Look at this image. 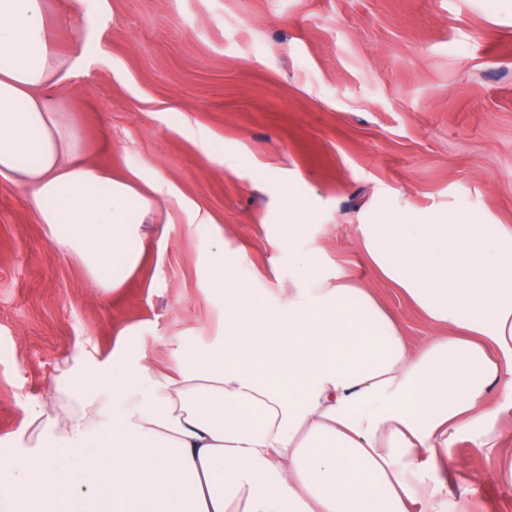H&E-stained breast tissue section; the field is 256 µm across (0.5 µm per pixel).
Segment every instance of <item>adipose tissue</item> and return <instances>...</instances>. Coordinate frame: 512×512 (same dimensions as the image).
I'll list each match as a JSON object with an SVG mask.
<instances>
[{
	"instance_id": "1",
	"label": "adipose tissue",
	"mask_w": 512,
	"mask_h": 512,
	"mask_svg": "<svg viewBox=\"0 0 512 512\" xmlns=\"http://www.w3.org/2000/svg\"><path fill=\"white\" fill-rule=\"evenodd\" d=\"M65 65L44 0H0V177L23 180L54 247L113 290L141 265L163 186L79 159L43 95ZM365 215L362 254L434 331L421 348L314 254L297 256L274 305L215 260L222 341L190 362L151 336L133 354L67 361L0 456V512H470L448 483L450 449L465 439L492 455L512 418V227L394 193ZM118 365L137 382L117 392L103 379Z\"/></svg>"
}]
</instances>
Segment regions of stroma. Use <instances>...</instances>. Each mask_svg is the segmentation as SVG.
<instances>
[{
	"label": "stroma",
	"instance_id": "35a3bbf8",
	"mask_svg": "<svg viewBox=\"0 0 512 512\" xmlns=\"http://www.w3.org/2000/svg\"><path fill=\"white\" fill-rule=\"evenodd\" d=\"M45 12L62 58L94 49L46 97L86 162L169 185L149 218L168 237L102 290L54 249L28 188L0 178V447L80 349L104 358L141 335L213 345L224 312L201 246L216 232L225 266L255 288L291 287L300 250L360 278L418 347L432 330L365 263L363 208L397 191L428 213L512 225V0H45ZM451 453L458 487L512 466V438L489 460L465 440ZM470 500L512 512V482H478Z\"/></svg>",
	"mask_w": 512,
	"mask_h": 512
}]
</instances>
